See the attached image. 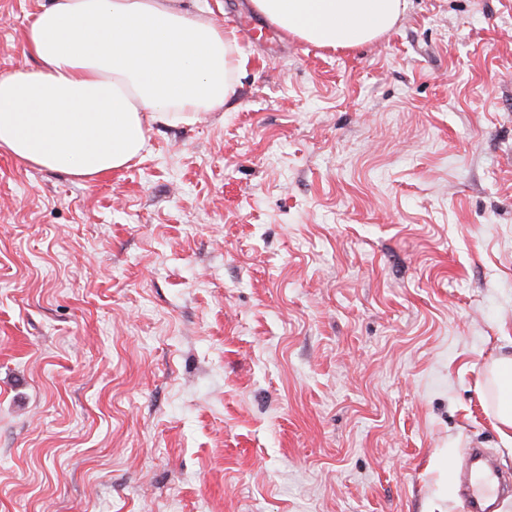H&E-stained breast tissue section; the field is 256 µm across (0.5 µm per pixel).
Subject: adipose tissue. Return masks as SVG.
Masks as SVG:
<instances>
[{"mask_svg": "<svg viewBox=\"0 0 512 512\" xmlns=\"http://www.w3.org/2000/svg\"><path fill=\"white\" fill-rule=\"evenodd\" d=\"M281 31L352 49L396 23L406 0H252ZM35 69L0 75V151L87 180L128 167L150 123L222 107L248 59L235 29L177 0H50L24 33ZM496 429L512 447V358L492 368Z\"/></svg>", "mask_w": 512, "mask_h": 512, "instance_id": "ef3b65f1", "label": "adipose tissue"}]
</instances>
